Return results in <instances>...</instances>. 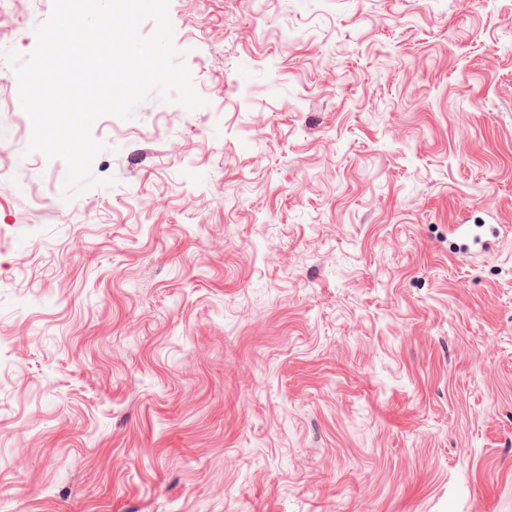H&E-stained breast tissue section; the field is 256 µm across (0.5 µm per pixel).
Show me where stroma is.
Segmentation results:
<instances>
[{
  "label": "stroma",
  "mask_w": 512,
  "mask_h": 512,
  "mask_svg": "<svg viewBox=\"0 0 512 512\" xmlns=\"http://www.w3.org/2000/svg\"><path fill=\"white\" fill-rule=\"evenodd\" d=\"M169 17L72 196L0 72V512H512V0Z\"/></svg>",
  "instance_id": "stroma-1"
}]
</instances>
